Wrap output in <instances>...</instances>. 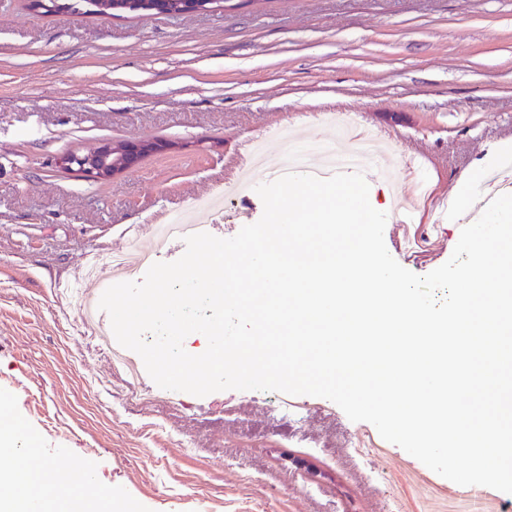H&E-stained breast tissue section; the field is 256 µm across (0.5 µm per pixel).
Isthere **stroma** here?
I'll list each match as a JSON object with an SVG mask.
<instances>
[{"mask_svg":"<svg viewBox=\"0 0 512 512\" xmlns=\"http://www.w3.org/2000/svg\"><path fill=\"white\" fill-rule=\"evenodd\" d=\"M30 2L0 0V399L37 452L76 459L120 512H448L450 480L328 399L299 396L298 420L268 391L165 406L110 369L67 290L88 254L235 182L251 137L285 123L300 148L332 144L315 112L395 140V181L420 178L425 198L397 223L374 172L370 203L401 266H441L463 228L456 192L512 153V0H224L177 17ZM143 139L171 147L109 181L60 165ZM262 214L254 190L195 217L230 238Z\"/></svg>","mask_w":512,"mask_h":512,"instance_id":"1","label":"stroma"}]
</instances>
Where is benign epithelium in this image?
<instances>
[{
  "label": "benign epithelium",
  "instance_id": "7a95c632",
  "mask_svg": "<svg viewBox=\"0 0 512 512\" xmlns=\"http://www.w3.org/2000/svg\"><path fill=\"white\" fill-rule=\"evenodd\" d=\"M218 0H177L175 6L166 12L168 16L188 13H201L210 10V5ZM147 0H99L97 6L115 13L139 12L148 9ZM169 147L160 140H143L137 144H102L95 152L87 155L68 154L61 158V165L80 176L95 181H109L112 177L130 170L140 159L149 153H156Z\"/></svg>",
  "mask_w": 512,
  "mask_h": 512
}]
</instances>
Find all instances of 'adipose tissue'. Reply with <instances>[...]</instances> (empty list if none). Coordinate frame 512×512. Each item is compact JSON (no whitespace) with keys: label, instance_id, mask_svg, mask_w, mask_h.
I'll return each instance as SVG.
<instances>
[{"label":"adipose tissue","instance_id":"ef3b65f1","mask_svg":"<svg viewBox=\"0 0 512 512\" xmlns=\"http://www.w3.org/2000/svg\"><path fill=\"white\" fill-rule=\"evenodd\" d=\"M55 512H112L87 469H57L41 460L15 422L0 419V512H29L31 499Z\"/></svg>","mask_w":512,"mask_h":512}]
</instances>
